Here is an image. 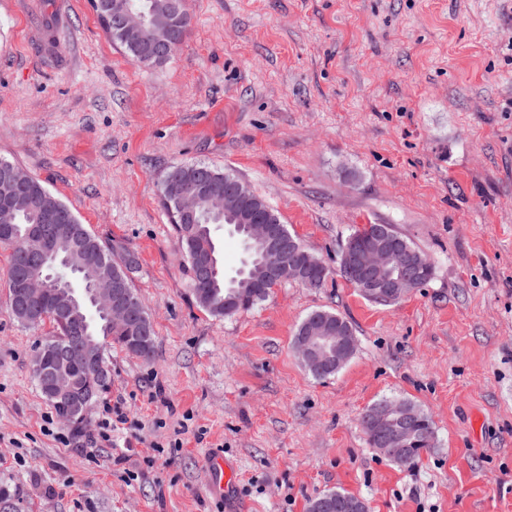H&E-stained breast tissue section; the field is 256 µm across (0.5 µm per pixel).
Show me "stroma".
<instances>
[{"mask_svg":"<svg viewBox=\"0 0 512 512\" xmlns=\"http://www.w3.org/2000/svg\"><path fill=\"white\" fill-rule=\"evenodd\" d=\"M191 25L143 66L90 0H0V157L42 180L131 275L156 333L106 351L111 383L79 423L39 392L50 324L12 312L0 247V512H307L342 489L367 512H512V0H188ZM206 163L261 195L331 270L216 317L190 288L161 198ZM389 224L431 279L393 305L340 272L351 229ZM357 350L317 380L293 348L311 311ZM385 397L430 416L409 469L369 448ZM122 415L99 439L106 411ZM96 444H87V437ZM210 481L213 488L224 492V485L235 487L237 480L233 472L226 465L224 467V460L222 457L217 456L213 459L210 468Z\"/></svg>","mask_w":512,"mask_h":512,"instance_id":"stroma-1","label":"stroma"}]
</instances>
